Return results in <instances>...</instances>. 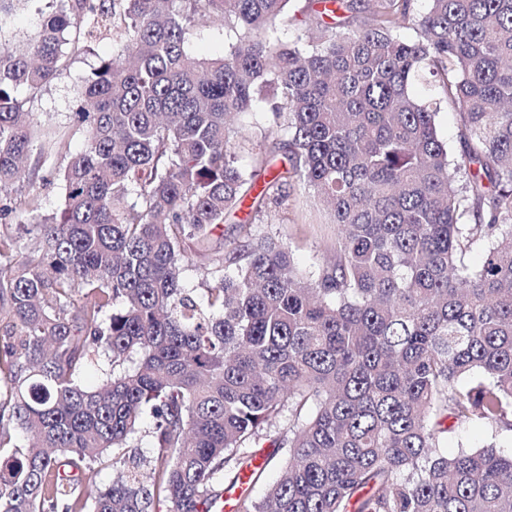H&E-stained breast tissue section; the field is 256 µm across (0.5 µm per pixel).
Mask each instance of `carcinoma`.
Instances as JSON below:
<instances>
[{
  "label": "carcinoma",
  "mask_w": 512,
  "mask_h": 512,
  "mask_svg": "<svg viewBox=\"0 0 512 512\" xmlns=\"http://www.w3.org/2000/svg\"><path fill=\"white\" fill-rule=\"evenodd\" d=\"M23 2L0 0V512H200L275 461L234 512H512V0H317L288 45L291 0H47L17 46ZM212 16L233 41L200 58ZM81 53L73 152L25 106ZM255 112L276 121L243 167ZM34 153L64 204L29 226ZM295 183L336 225L318 271L252 223L218 243ZM458 427L489 443L448 453ZM37 24L38 15L35 14L34 9H24L19 11L12 27V39L17 43L26 41L28 36H30L35 31ZM436 123L440 137L448 144V152L451 155H458L461 145L454 114L444 109L437 115Z\"/></svg>",
  "instance_id": "obj_1"
}]
</instances>
